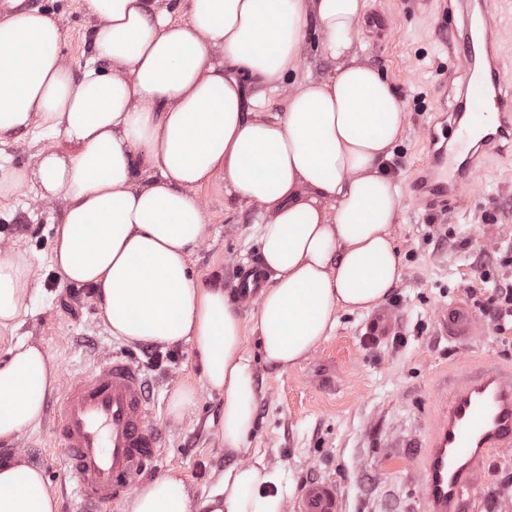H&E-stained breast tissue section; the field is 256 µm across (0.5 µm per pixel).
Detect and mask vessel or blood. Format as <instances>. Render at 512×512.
Returning a JSON list of instances; mask_svg holds the SVG:
<instances>
[{
  "label": "vessel or blood",
  "instance_id": "1",
  "mask_svg": "<svg viewBox=\"0 0 512 512\" xmlns=\"http://www.w3.org/2000/svg\"><path fill=\"white\" fill-rule=\"evenodd\" d=\"M463 17L478 16L484 33L475 41L469 28L448 42L453 62L478 69L463 86L465 120H454L457 137L452 148L433 150L428 169L430 194L416 206L447 207L449 197L469 188L481 170L476 160L484 148L502 138L512 140V99L501 89L512 83L497 64L500 44L495 39L496 11L492 0H462ZM252 268L239 271L241 302H254L260 283ZM445 335L469 346L481 333L476 314L454 302L439 308ZM391 310L371 315L365 333L379 339L391 335ZM154 405L148 381L130 358L111 354L102 366L79 374L61 392L58 421L51 430L63 448L78 512H102L126 496L160 457L162 434L153 422ZM419 451L408 456V469L423 512H479V488L493 453L512 449V363L491 357L464 355L449 371L443 393L430 396V420ZM288 512H342L336 484L315 481L303 485Z\"/></svg>",
  "mask_w": 512,
  "mask_h": 512
}]
</instances>
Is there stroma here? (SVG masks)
Instances as JSON below:
<instances>
[{
    "mask_svg": "<svg viewBox=\"0 0 512 512\" xmlns=\"http://www.w3.org/2000/svg\"><path fill=\"white\" fill-rule=\"evenodd\" d=\"M26 6L62 17L68 32L66 57L81 71L91 20L82 0H25ZM366 22L354 38L362 61L380 70L397 90L407 113L404 132L387 163L402 194L394 226L403 274L386 300L396 317L394 337L370 341L367 314L339 312L338 324L298 366L282 372L266 364L256 337L248 349L259 392L257 424L250 454L281 467L290 486L312 479L335 482L344 512H413V477L401 440L422 435V406L433 378L457 354V345L437 326L440 304L469 302L486 333L475 341L477 354L512 360V329L499 332L487 312L493 287L512 284V147L486 154L484 173L445 212L417 207V179L429 157V132L446 129L457 107L463 75L454 69L438 27L439 0H367ZM201 197L209 238L191 257L203 283L235 285L239 264L260 261L258 206L208 187ZM62 202H41L32 187L0 198V244L32 257L35 279L45 289L37 312L27 317L23 335L41 344L60 382L99 366L105 354H123L143 367L153 385L155 422L163 452L149 471H171L186 481L193 499L205 497L224 469L235 463L217 424L223 400L201 384L189 344L172 346L170 359L149 367V344L114 336L105 325L91 289L59 283L50 263L51 224ZM195 385L197 398L183 420L167 415L178 386ZM41 422L22 437L25 459L39 466L59 500V512H73L71 483L59 447L49 441L58 394L48 398ZM482 512H512V451L495 455L484 480Z\"/></svg>",
    "mask_w": 512,
    "mask_h": 512,
    "instance_id": "1",
    "label": "stroma"
}]
</instances>
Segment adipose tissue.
<instances>
[{"mask_svg":"<svg viewBox=\"0 0 512 512\" xmlns=\"http://www.w3.org/2000/svg\"><path fill=\"white\" fill-rule=\"evenodd\" d=\"M0 16V146L40 131L31 164L0 166V197L20 187L64 203L51 262L63 282L93 288L112 335L190 344L206 389L224 399L219 434L247 455L258 390L247 335L288 370L337 324L370 311L402 275L392 236L402 207L381 167L406 114L390 82L360 62L365 0H84L96 23L81 76L63 55L56 16L9 0ZM336 60L298 80L308 28ZM287 89L285 112L260 108L253 85ZM257 204L267 221L252 325L220 284L190 263L209 235L199 195ZM40 286L22 252L0 255V329L35 314ZM0 362V440L43 416L58 371L19 337ZM291 489L263 458L230 466L201 503L170 472L135 491L127 512H283ZM42 469L0 465V512H58Z\"/></svg>","mask_w":512,"mask_h":512,"instance_id":"1","label":"adipose tissue"}]
</instances>
